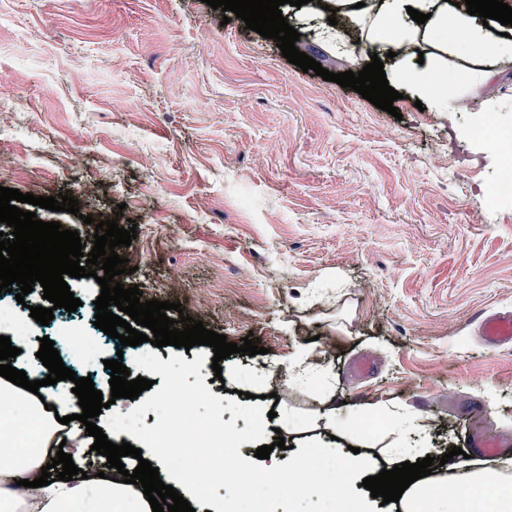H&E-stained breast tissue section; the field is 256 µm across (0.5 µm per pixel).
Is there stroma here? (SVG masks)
<instances>
[{
	"label": "stroma",
	"instance_id": "stroma-1",
	"mask_svg": "<svg viewBox=\"0 0 512 512\" xmlns=\"http://www.w3.org/2000/svg\"><path fill=\"white\" fill-rule=\"evenodd\" d=\"M222 15L204 0H0V68L20 103L0 110V186L45 197L88 187L80 214L36 211L88 250L95 222L136 223L117 250L134 268L123 281L181 302L169 318L194 316L207 286L206 329L266 352L201 373L217 397L259 395L297 419L281 463L319 437L327 398L355 421L379 419L370 435L386 443L395 418L424 421L435 458L467 447L480 418L512 458V346L484 342L477 321L512 312V198L487 206L500 163L463 134L490 95L496 130H512V61L496 63L491 89L459 84L455 111L404 98L395 117ZM287 19L323 68L367 64L354 39ZM75 57L82 73L67 68ZM70 290L80 307L34 329L21 363L35 362L40 337L99 336L100 285ZM304 349L298 382L288 363ZM362 357L374 368L358 379Z\"/></svg>",
	"mask_w": 512,
	"mask_h": 512
}]
</instances>
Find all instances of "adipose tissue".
I'll return each instance as SVG.
<instances>
[{"instance_id":"1","label":"adipose tissue","mask_w":512,"mask_h":512,"mask_svg":"<svg viewBox=\"0 0 512 512\" xmlns=\"http://www.w3.org/2000/svg\"><path fill=\"white\" fill-rule=\"evenodd\" d=\"M427 14L425 23L411 19L410 10ZM335 15L339 24L352 27L359 41L371 44L379 55L389 56L385 69L391 87L405 86L426 98L434 111L448 109L436 75L444 70L443 60L454 46L448 41L449 29L463 31L464 47L470 55L465 78L476 86L486 87L495 76L494 64L512 58V26L484 27L477 17L452 5L451 0H326L325 8L317 9L318 19ZM29 380L40 381L38 392L15 388L0 376V394L10 397L17 415L40 409L42 404L55 406L56 414L43 419L44 445L17 451L0 442V512H152L144 495L134 494L130 485L116 482V469H108L106 477L73 479L23 493L21 480L38 478L50 459L51 448L66 445L73 460H80L87 450L88 434L78 425L72 426L65 437H58L56 415L75 413L72 402L55 386L43 385L47 375L44 366L27 369ZM317 425L327 438L312 444L306 455L293 464L302 470L309 459L329 460L336 464L333 498L337 512H372L371 502L354 493L357 480L377 475L381 469L401 463L402 448L392 446L377 451L366 438L351 435L350 427L340 411L324 406ZM348 442L352 450L343 453L340 444ZM504 467H490L479 462H462L458 475L434 481L420 479L412 483L396 505L398 512H422L431 499L448 498L452 512H512V492H503ZM468 488V495H459V488Z\"/></svg>"}]
</instances>
